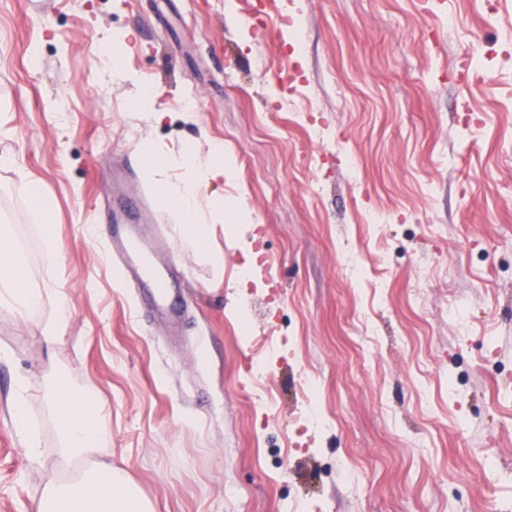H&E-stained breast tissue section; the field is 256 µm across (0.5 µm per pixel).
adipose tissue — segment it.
Instances as JSON below:
<instances>
[{
  "label": "adipose tissue",
  "instance_id": "adipose-tissue-1",
  "mask_svg": "<svg viewBox=\"0 0 512 512\" xmlns=\"http://www.w3.org/2000/svg\"><path fill=\"white\" fill-rule=\"evenodd\" d=\"M187 164L186 155L160 148L148 167V176L172 202L195 245L201 248L206 244L207 227L199 221L198 189L201 183L224 178L227 172L224 149L216 147L206 167L172 180L171 170ZM39 302V294L25 284L20 256L1 240L0 310L19 313L36 307ZM49 406L59 428L56 464L74 467L75 472L44 488L37 512H154L152 504L123 473L95 462L97 445L103 435L100 411L63 381L53 387Z\"/></svg>",
  "mask_w": 512,
  "mask_h": 512
}]
</instances>
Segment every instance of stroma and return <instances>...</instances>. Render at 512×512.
Instances as JSON below:
<instances>
[{
	"label": "stroma",
	"mask_w": 512,
	"mask_h": 512,
	"mask_svg": "<svg viewBox=\"0 0 512 512\" xmlns=\"http://www.w3.org/2000/svg\"><path fill=\"white\" fill-rule=\"evenodd\" d=\"M141 86L162 122L134 115ZM217 144L199 250L146 152ZM0 157V237L42 295L0 314V512L60 477L59 379L155 512H512V0H0ZM137 190L174 245L176 346L102 260ZM24 387L17 390L11 409V420L15 431L25 447L27 455L33 460H40L42 451L38 438L31 432L27 420L28 400L24 394Z\"/></svg>",
	"instance_id": "stroma-1"
}]
</instances>
